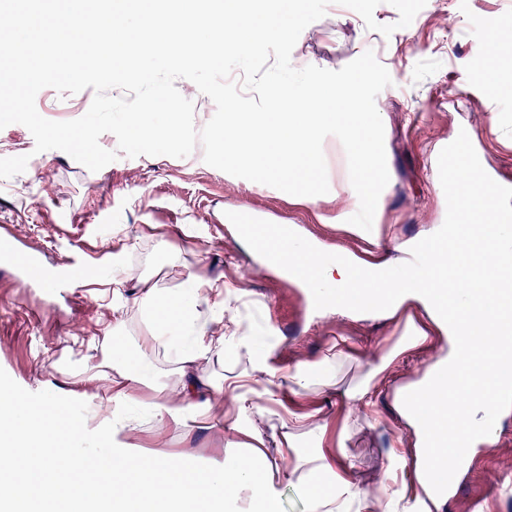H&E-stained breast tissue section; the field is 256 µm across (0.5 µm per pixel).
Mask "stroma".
<instances>
[{
  "mask_svg": "<svg viewBox=\"0 0 512 512\" xmlns=\"http://www.w3.org/2000/svg\"><path fill=\"white\" fill-rule=\"evenodd\" d=\"M493 21L512 29V0H427L410 26L377 37L356 12L333 2L301 33L291 54L295 68L337 70L370 50L392 78L376 98L390 180L367 236L341 228L359 206L340 183L347 157L332 136L324 155L334 198L305 205L207 165L199 147L185 158L119 155L93 172L59 150L35 153L23 125L0 129V158H29L23 173L0 179V225H11L20 242L41 248L46 259L78 251L98 272L89 285H73L69 296L51 301L42 281L0 259V375L31 403L61 395L74 417L89 415L109 383L96 379L78 386L74 374L101 362L105 338L121 319L128 368L141 379L134 397L150 403L160 388L176 387L177 365L164 352L141 348L145 326L134 308L140 284L114 288V267L134 266L168 289L182 288L191 274L218 281L225 285L224 319L230 324L227 352L211 356L198 372L225 388L242 387L239 430L147 424L115 440L92 433L93 451L131 445L204 464L234 454L245 442L282 464L276 479L282 512L309 510L305 481L293 471L300 458L324 457L341 478L368 490L377 503L360 512H386L391 472L402 497H414L419 484L409 469L413 433L400 424L391 396L379 392L366 407L344 392L402 335L417 309L405 307L390 318L321 314L302 288L260 265L249 242L222 215L248 209L265 224L297 225L302 236L328 249L365 260L393 259L397 243L447 223L448 192L435 154L456 141L460 129H467L468 147L485 164L488 180L512 182V104L488 84L479 48ZM93 96L90 88L76 94L45 88L36 107L46 119L69 121L83 116L84 102ZM244 336L266 353L263 370H251L239 346ZM337 343L345 358L333 386L303 390L289 382V370L317 367ZM492 450L493 466L477 479H464L441 512H470L473 486L488 484L499 490L486 500V512H512V411L498 421Z\"/></svg>",
  "mask_w": 512,
  "mask_h": 512,
  "instance_id": "35a3bbf8",
  "label": "stroma"
}]
</instances>
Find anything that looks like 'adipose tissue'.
Here are the masks:
<instances>
[{
    "instance_id": "adipose-tissue-1",
    "label": "adipose tissue",
    "mask_w": 512,
    "mask_h": 512,
    "mask_svg": "<svg viewBox=\"0 0 512 512\" xmlns=\"http://www.w3.org/2000/svg\"><path fill=\"white\" fill-rule=\"evenodd\" d=\"M463 193L454 220L447 226L427 230L418 247L427 249L437 275L448 272V257L441 242L454 237L457 259L468 260L465 278L468 287L505 288L512 285V233L499 223L493 204L495 191L476 167L462 170ZM282 263L296 259L310 261L313 281L321 290L322 313L334 312L336 289L353 292L359 298L352 312L358 316H393L408 302L419 303L431 323L439 317L431 304L425 283L419 281L411 266H403L398 275H390L385 261L366 262L353 254L339 257L335 263L319 262L321 246L305 248L296 237L274 244ZM142 292L135 308L147 333L145 348L174 354L179 365V385L146 404V419L113 415L106 420L107 432L115 436L139 429L143 421L156 427L183 428L188 417H203L210 405L196 403L190 377L201 361L224 351V315H203L199 305L208 301L203 290L207 283L191 277V293L176 296L157 285L142 281ZM469 319L463 320L452 336L429 337L417 326L408 327L388 348L374 359L362 382L348 390L347 399L357 401L388 386V371L406 351L434 342L443 352L446 365L468 370L458 406L463 423L453 434L448 452L437 458L425 457L423 469L434 463H446L449 456L470 454L477 440L492 443V431L484 430L476 415L478 399L498 384L494 370L497 355L512 353V297L496 307H488L482 298L469 305ZM484 314L481 331L490 342L469 351L460 345L469 335L472 314ZM126 337L112 339V349L103 357L102 367L111 369L109 378L113 404L132 401V389L138 378L125 368ZM88 422H76L65 411V402L50 397L44 410H30L16 393H0V512H19L49 497L64 496L74 512H91L104 506L106 512H281L275 487L278 468L260 450L251 448L235 456L215 459L198 467L188 459L165 453L141 454L123 448L96 457L94 472H87L86 459L76 448L86 434ZM329 463L311 460L309 478L310 512H346V506L363 498L358 486L326 480Z\"/></svg>"
}]
</instances>
